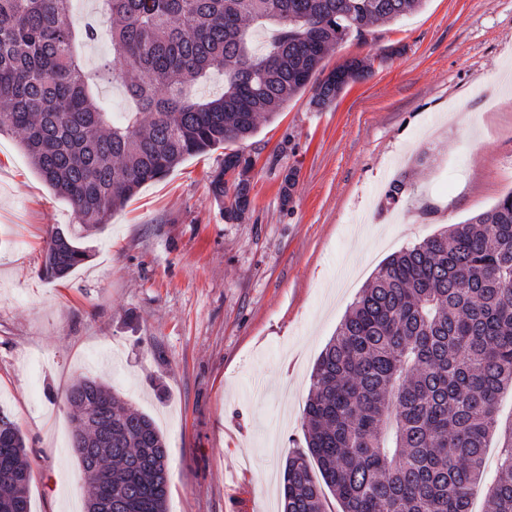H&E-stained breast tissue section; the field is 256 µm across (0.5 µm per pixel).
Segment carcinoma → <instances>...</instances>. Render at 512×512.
Segmentation results:
<instances>
[{
	"mask_svg": "<svg viewBox=\"0 0 512 512\" xmlns=\"http://www.w3.org/2000/svg\"><path fill=\"white\" fill-rule=\"evenodd\" d=\"M112 26V59L86 68L79 47L97 38L71 18L73 0H0V134H15L44 182L72 207L79 229L46 243L43 274L68 277L89 257L83 229L101 228L144 184L186 157L251 138L289 98L312 90L332 104L373 70L351 59L324 73L329 51L365 38L422 0H97ZM274 31L257 53L252 26ZM119 66L134 110L119 120L95 92ZM224 72V92L194 88ZM252 160L224 153L210 182L236 222L251 205ZM512 192L490 210L401 250L380 266L321 352L304 413L305 447L288 454L281 512H473L485 448H501L486 488L489 512H512ZM65 400L70 451L90 497L82 512H166L164 435L93 376ZM25 442L0 408V512H30Z\"/></svg>",
	"mask_w": 512,
	"mask_h": 512,
	"instance_id": "obj_1",
	"label": "carcinoma"
}]
</instances>
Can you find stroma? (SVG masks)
Returning a JSON list of instances; mask_svg holds the SVG:
<instances>
[{
  "label": "stroma",
  "instance_id": "1",
  "mask_svg": "<svg viewBox=\"0 0 512 512\" xmlns=\"http://www.w3.org/2000/svg\"><path fill=\"white\" fill-rule=\"evenodd\" d=\"M367 55L373 72L331 107L301 92L243 144L242 221L210 191L214 149L86 231L89 257L62 280L42 277L44 247L76 218L0 135V408L26 440L31 512L87 495L65 403L84 375L163 432L168 512H279L312 368L361 289L512 192V0H426L326 67ZM397 177L408 190L391 204Z\"/></svg>",
  "mask_w": 512,
  "mask_h": 512
}]
</instances>
